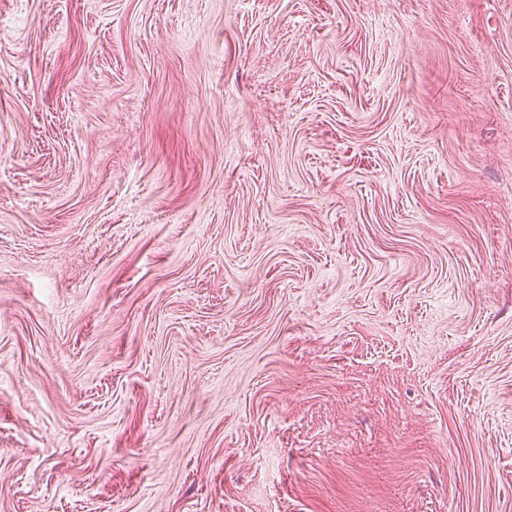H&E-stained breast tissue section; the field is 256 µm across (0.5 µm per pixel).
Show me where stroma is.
<instances>
[{"label": "stroma", "mask_w": 512, "mask_h": 512, "mask_svg": "<svg viewBox=\"0 0 512 512\" xmlns=\"http://www.w3.org/2000/svg\"><path fill=\"white\" fill-rule=\"evenodd\" d=\"M0 512H512V0H0Z\"/></svg>", "instance_id": "obj_1"}]
</instances>
